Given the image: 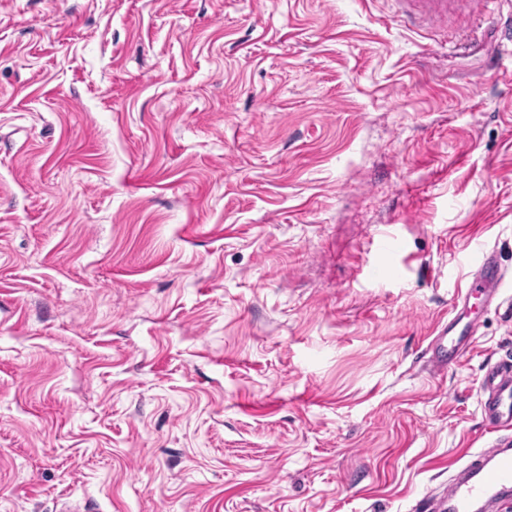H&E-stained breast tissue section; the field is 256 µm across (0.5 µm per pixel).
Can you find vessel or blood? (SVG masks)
<instances>
[{"mask_svg":"<svg viewBox=\"0 0 512 512\" xmlns=\"http://www.w3.org/2000/svg\"><path fill=\"white\" fill-rule=\"evenodd\" d=\"M504 271L494 253L481 252L470 293L495 301ZM479 329L476 320L454 317L438 324L426 350V370L449 371L471 349ZM479 406L482 421L495 438L490 446L471 456L462 473L449 480L436 495L437 512H474L490 508L502 491L512 488V365H488L480 381Z\"/></svg>","mask_w":512,"mask_h":512,"instance_id":"vessel-or-blood-1","label":"vessel or blood"}]
</instances>
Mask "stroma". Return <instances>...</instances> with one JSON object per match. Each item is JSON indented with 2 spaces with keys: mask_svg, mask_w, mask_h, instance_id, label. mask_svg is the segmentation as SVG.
<instances>
[{
  "mask_svg": "<svg viewBox=\"0 0 512 512\" xmlns=\"http://www.w3.org/2000/svg\"><path fill=\"white\" fill-rule=\"evenodd\" d=\"M507 356L512 0H0V512H423ZM504 271L498 263L494 252L482 251L478 262L477 270L468 287V292L463 300L469 297V294L486 296L489 304H492L498 295V288L504 278ZM462 320L455 316L448 318V323L438 324L435 337L426 350V355H429L424 361L426 370L447 372L471 349L480 325L474 319L460 325Z\"/></svg>",
  "mask_w": 512,
  "mask_h": 512,
  "instance_id": "obj_1",
  "label": "stroma"
}]
</instances>
